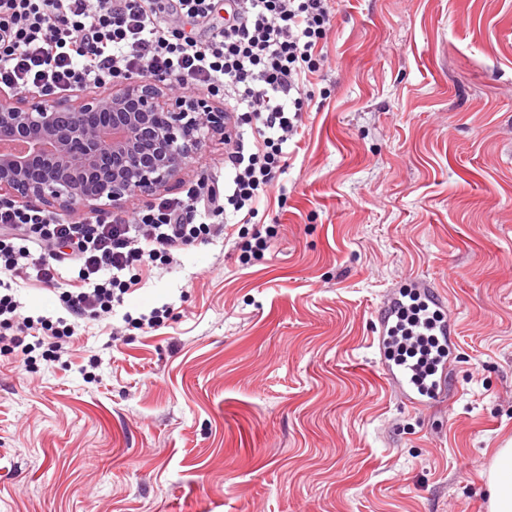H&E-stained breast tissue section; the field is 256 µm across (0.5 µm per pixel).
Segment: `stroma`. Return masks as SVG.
Returning a JSON list of instances; mask_svg holds the SVG:
<instances>
[{"instance_id": "35a3bbf8", "label": "stroma", "mask_w": 512, "mask_h": 512, "mask_svg": "<svg viewBox=\"0 0 512 512\" xmlns=\"http://www.w3.org/2000/svg\"><path fill=\"white\" fill-rule=\"evenodd\" d=\"M326 51L262 258L215 234L78 350L0 365V512H487L512 439V0H338ZM225 148L205 135L167 197L223 181ZM410 278L454 329L424 407L376 366ZM162 306L159 329L124 321ZM405 291L416 294L419 293L433 305L438 319L436 323V331L441 332L443 335L448 334L447 309L445 306L446 303L432 287L415 280H408L401 283L396 289H394L391 297L387 301V304L384 302L380 310L378 351L379 369L382 376L389 384H391V386L410 395L415 404L422 405L435 400L438 388L434 390L431 398L419 396L413 385L409 372L392 359L386 340V336H390L393 332L395 322L394 314L400 301V294Z\"/></svg>"}]
</instances>
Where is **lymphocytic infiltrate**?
<instances>
[{"label": "lymphocytic infiltrate", "instance_id": "f902f5d3", "mask_svg": "<svg viewBox=\"0 0 512 512\" xmlns=\"http://www.w3.org/2000/svg\"><path fill=\"white\" fill-rule=\"evenodd\" d=\"M332 0H0V86L52 95L115 80L156 79L186 94L221 98L251 129L252 151L224 158L225 188L198 184L132 218L67 224L49 211L0 204V357L24 367L55 362L73 346L80 319L110 314L154 263L213 236L198 206L242 223L288 166L284 144L309 109L307 83L326 61ZM71 271L62 279V271ZM66 317L23 314L15 283L58 286ZM448 343L439 336L399 342L416 383L437 374Z\"/></svg>", "mask_w": 512, "mask_h": 512}]
</instances>
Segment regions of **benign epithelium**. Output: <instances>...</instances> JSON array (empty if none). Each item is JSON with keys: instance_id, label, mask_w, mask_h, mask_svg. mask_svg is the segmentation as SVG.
Wrapping results in <instances>:
<instances>
[{"instance_id": "benign-epithelium-1", "label": "benign epithelium", "mask_w": 512, "mask_h": 512, "mask_svg": "<svg viewBox=\"0 0 512 512\" xmlns=\"http://www.w3.org/2000/svg\"><path fill=\"white\" fill-rule=\"evenodd\" d=\"M105 113L109 123L88 122ZM226 113L139 79L102 91L22 95L0 89V199L19 207L101 214L177 183Z\"/></svg>"}]
</instances>
